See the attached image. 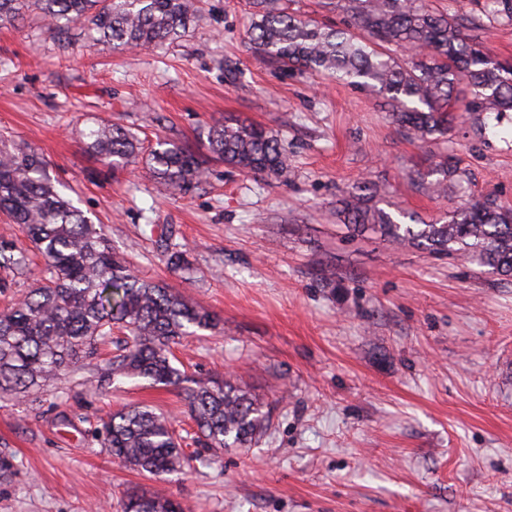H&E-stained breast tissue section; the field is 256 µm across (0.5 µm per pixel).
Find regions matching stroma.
<instances>
[{"instance_id":"35a3bbf8","label":"stroma","mask_w":512,"mask_h":512,"mask_svg":"<svg viewBox=\"0 0 512 512\" xmlns=\"http://www.w3.org/2000/svg\"><path fill=\"white\" fill-rule=\"evenodd\" d=\"M198 6L180 40L126 52L83 25L58 37L31 17L0 23V140L39 153L142 279L220 318L176 355L195 379L233 374L271 426L185 473H139L93 440L96 416L147 404L188 431L184 397L141 379L98 397L90 364L36 402L0 396V512H121L126 493L157 489L186 512H512V277L353 234L338 215L361 182L426 223L463 199L512 209V112L421 143L382 97L256 56L247 0ZM227 116L280 139L287 178L211 158L207 180L174 195L145 164L108 171L82 138L117 123L196 149ZM441 150L460 175L436 196L412 173ZM164 237L187 250L190 278L168 267Z\"/></svg>"}]
</instances>
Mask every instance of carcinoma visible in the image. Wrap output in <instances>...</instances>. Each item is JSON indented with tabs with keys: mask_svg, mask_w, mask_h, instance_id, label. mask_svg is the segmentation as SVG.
<instances>
[{
	"mask_svg": "<svg viewBox=\"0 0 512 512\" xmlns=\"http://www.w3.org/2000/svg\"><path fill=\"white\" fill-rule=\"evenodd\" d=\"M468 16L433 8L432 0H325L342 25L302 19L279 0H252L249 41L262 59L289 74L324 73L354 88L380 94L398 126L423 142L446 139L467 121L512 112V63L494 56L472 30L512 23V0H477ZM35 13L47 31L63 33L83 23L95 43L114 50L150 48L186 33L197 18L195 0H0V22ZM212 157L245 172L280 177L288 153L262 126L228 119L205 132ZM90 149L105 165L139 161L141 142L131 130L101 124L89 130ZM147 167L161 186L187 192L206 176L204 162L189 147L162 141ZM459 173L454 157L441 155L417 180L445 193ZM376 190L361 183L342 199L343 223L400 245L433 253L477 257L500 274L512 275V209L487 197L448 213L443 223L416 216L399 223L375 202ZM0 211L22 225L43 266L30 289L0 311V394L26 401L49 390L60 375L97 354V344L122 330L125 338L97 370L95 393L104 397L122 378L183 390L198 431L210 448H245L270 427L264 402L229 376L195 380L174 365V349L219 320L164 285L140 279L112 250L101 224L66 198L28 149L0 150ZM167 264L190 270L185 252L165 245ZM27 249L0 245V269L22 271ZM110 455L150 475L189 465L174 421L149 406H130L99 417L92 431ZM124 512H183L167 494H132Z\"/></svg>",
	"mask_w": 512,
	"mask_h": 512,
	"instance_id": "carcinoma-1",
	"label": "carcinoma"
}]
</instances>
